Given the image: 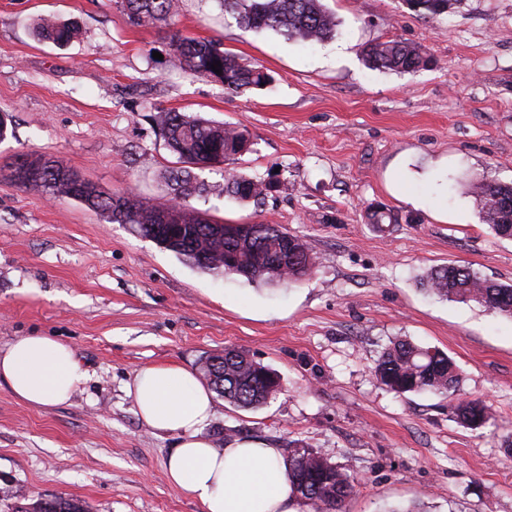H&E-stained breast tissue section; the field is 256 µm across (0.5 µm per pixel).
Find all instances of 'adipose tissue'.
<instances>
[{"label": "adipose tissue", "mask_w": 512, "mask_h": 512, "mask_svg": "<svg viewBox=\"0 0 512 512\" xmlns=\"http://www.w3.org/2000/svg\"><path fill=\"white\" fill-rule=\"evenodd\" d=\"M86 378L72 347L47 336L21 337L0 353V385L32 406L68 402ZM128 392L146 426L176 436L166 478L203 512H297L282 449L236 439L219 448L203 436L214 395L191 370L177 364L142 367Z\"/></svg>", "instance_id": "1"}]
</instances>
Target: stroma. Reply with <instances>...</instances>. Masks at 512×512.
Listing matches in <instances>:
<instances>
[{
    "mask_svg": "<svg viewBox=\"0 0 512 512\" xmlns=\"http://www.w3.org/2000/svg\"><path fill=\"white\" fill-rule=\"evenodd\" d=\"M339 32L314 46L255 32L223 0H179L170 26L130 23L118 0H0V350L22 336L69 344L89 378L69 403L35 407L0 386V512L17 490L83 501L87 512H202L171 486L174 437L153 434L126 384L146 365L198 371L231 347L274 369L282 390L246 410L215 397L216 446L299 443L355 476L345 512H512V319L423 291L453 263L512 283V240L486 224L468 176L512 183V0H457L434 20L404 0H321ZM78 26L67 46L37 19ZM221 42L269 82L239 94L174 66L173 34ZM419 46L428 66L372 70L371 41ZM163 112L245 127L225 169L274 181L263 199L193 196L222 224L268 222L308 243L313 272L250 283L190 266L100 212L14 182L44 154L100 190L164 204L175 155ZM385 205L394 224H373ZM447 353L461 397L492 420L469 429L431 393L399 396L373 368L390 341Z\"/></svg>",
    "mask_w": 512,
    "mask_h": 512,
    "instance_id": "1",
    "label": "stroma"
}]
</instances>
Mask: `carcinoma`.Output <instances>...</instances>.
Masks as SVG:
<instances>
[{
  "mask_svg": "<svg viewBox=\"0 0 512 512\" xmlns=\"http://www.w3.org/2000/svg\"><path fill=\"white\" fill-rule=\"evenodd\" d=\"M456 0H404L407 7L423 19H434L448 12ZM123 11L137 26L168 25L177 13L178 0H120ZM224 11L249 30H271L288 41L320 43L336 33V16L320 0H224ZM37 35L56 45L72 41L77 30L69 22L42 17L36 24ZM171 58L195 77L220 82L231 92L240 93L267 83L269 76L261 67L247 64L221 49L220 43L204 38L174 34L170 41ZM362 55L372 69L411 73L428 64L429 59L415 46L401 41H377L363 49ZM221 63L217 74L211 65ZM160 134L180 167L171 169L166 180L171 198L166 205L126 191L109 193L82 180L75 183L74 172L42 156L28 163L25 175L18 174L20 164L10 166L14 181L30 190L53 198L77 200L106 215L113 223L136 224L143 236H164L167 250L183 261L216 274L234 275L248 268V281L274 283L297 281L309 275L314 258L308 244L295 237L292 254L283 276L266 270L264 255L278 252L280 234L286 229L277 224L254 225V237L246 243L227 235L222 242L207 238L209 219L187 204L193 195L217 189L200 182L191 168L211 166L210 147L224 146V153L235 154L236 142L248 136L246 129L191 118L179 112H166L159 122ZM268 182L229 172L224 175L220 192L239 201L258 200ZM472 193L480 213L500 238L512 239V209L505 210L504 199L512 196V186L479 177L472 181ZM175 211L180 223L161 224L159 213ZM425 290L441 298L458 302H475L497 314L512 318V284L492 282L480 277L467 266L440 265L430 268L421 279ZM200 371L211 388L224 400L242 409H256L280 392L276 373L238 349H224V354L201 359ZM376 379L399 396L430 392L448 398V411L464 426L477 429L490 419L481 401L457 396L461 373L453 360L438 349L423 348L409 339L390 342L378 356L374 367ZM288 480L292 495L309 512H343L354 490V477L311 449L293 445L288 449ZM17 512H86L75 498L43 495L22 504Z\"/></svg>",
  "mask_w": 512,
  "mask_h": 512,
  "instance_id": "obj_1",
  "label": "carcinoma"
}]
</instances>
